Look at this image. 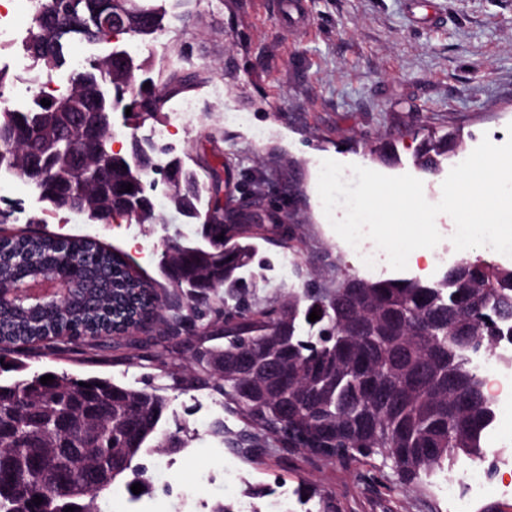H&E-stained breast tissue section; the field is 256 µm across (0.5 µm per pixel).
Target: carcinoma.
I'll return each mask as SVG.
<instances>
[{
  "label": "carcinoma",
  "instance_id": "cac0c4a2",
  "mask_svg": "<svg viewBox=\"0 0 512 512\" xmlns=\"http://www.w3.org/2000/svg\"><path fill=\"white\" fill-rule=\"evenodd\" d=\"M157 2L138 0L146 18L134 22L130 37L148 43L163 30ZM110 33L96 0H46L25 50L55 72L67 67L71 41L97 43ZM147 71L136 60L115 83L92 57L70 70L51 105L38 99L0 115V176L28 180L40 201L91 222L125 213L114 186L130 183L142 199L131 212L136 221L165 222L151 196L158 171L148 164L161 148L147 140L141 154L127 152L119 162L98 154V143L114 136L118 108L149 117L163 111L168 93ZM76 117L80 136L52 131ZM457 148L446 136L431 138L420 166L434 171ZM29 154L40 156L41 172L24 167ZM201 191L190 169L181 171L180 186L167 187L181 215L198 211ZM264 220L250 199L233 211L215 200L198 240L168 242L160 281L90 238H4L0 293L42 271L79 291L37 309L0 299V359L43 342L151 348L157 360L182 345L190 361L177 388H210L224 398V411L241 419L246 458L269 450L343 464L380 457L404 486L428 481L460 455L486 460L496 410L475 358L512 337V269L463 258L435 283L350 276L344 288L311 283L270 304L243 298L226 309L221 288H244L237 272L253 257L249 239L293 240L287 225ZM314 309L320 319L311 322ZM156 323L160 335L136 339ZM51 375L50 384L40 382L43 372L0 382V512H54L75 495L83 512H105L98 500L112 486H91L94 468L112 464L114 483L129 473L139 478L146 474L141 455L182 447L178 432L159 428L168 399L155 387Z\"/></svg>",
  "mask_w": 512,
  "mask_h": 512
}]
</instances>
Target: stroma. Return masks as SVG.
Masks as SVG:
<instances>
[{
	"label": "stroma",
	"instance_id": "obj_1",
	"mask_svg": "<svg viewBox=\"0 0 512 512\" xmlns=\"http://www.w3.org/2000/svg\"><path fill=\"white\" fill-rule=\"evenodd\" d=\"M303 2L306 20L292 25L281 20L273 0H165L167 42L162 51L146 54L170 100L194 103L173 158L195 171L202 186H210L212 174L226 177L225 204L253 197L295 230L287 247L255 240L253 260L240 272L244 297L253 303L280 299L313 280L394 274L388 266L367 270L345 251L318 195L323 160L388 176L410 174L422 181L426 200L436 203L460 157L482 138L501 145L512 137V0H432L429 14L411 0ZM229 109L242 122L226 121ZM431 132L459 137L461 146L428 172L418 159ZM379 146L389 149L388 160L373 156ZM35 216L40 224H32ZM435 225L442 236L437 249L447 252V263L411 262L403 277L436 281L464 255L512 268V257L488 247L455 250L447 215H438ZM198 228V220L178 214L165 224H138L126 215L90 223L46 210L23 180L0 181V233L91 237L153 277L165 241L195 238ZM187 356L177 347L163 362L131 366L109 349L41 346L21 358L31 373L149 384L168 397L162 425L183 427L184 448L142 456L147 473L140 498L131 500L124 481H117L106 495L110 512H209L219 500L268 512L273 495L282 493L294 512H305L297 496L303 486L333 497L338 512H455L449 472L486 469L463 458L451 471L406 488L379 459L347 466L275 454L245 460L208 432L219 417L228 430L241 426L236 416L224 414L221 396L209 389L174 390ZM487 454L497 462L493 487L472 501L471 512H512V431L488 442Z\"/></svg>",
	"mask_w": 512,
	"mask_h": 512
}]
</instances>
